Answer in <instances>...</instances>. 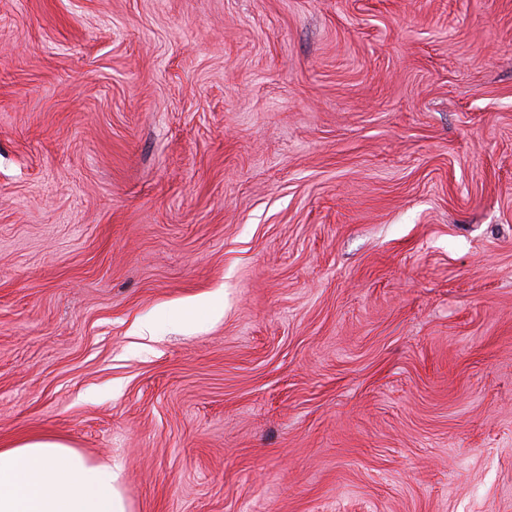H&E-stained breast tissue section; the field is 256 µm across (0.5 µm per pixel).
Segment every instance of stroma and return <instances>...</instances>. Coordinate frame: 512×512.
<instances>
[{"mask_svg":"<svg viewBox=\"0 0 512 512\" xmlns=\"http://www.w3.org/2000/svg\"><path fill=\"white\" fill-rule=\"evenodd\" d=\"M130 512H512V0H0V447Z\"/></svg>","mask_w":512,"mask_h":512,"instance_id":"obj_1","label":"stroma"}]
</instances>
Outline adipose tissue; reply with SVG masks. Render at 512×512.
Listing matches in <instances>:
<instances>
[{
	"label": "adipose tissue",
	"mask_w": 512,
	"mask_h": 512,
	"mask_svg": "<svg viewBox=\"0 0 512 512\" xmlns=\"http://www.w3.org/2000/svg\"><path fill=\"white\" fill-rule=\"evenodd\" d=\"M119 479L63 438L25 437L0 448V512H128Z\"/></svg>",
	"instance_id": "ef3b65f1"
}]
</instances>
